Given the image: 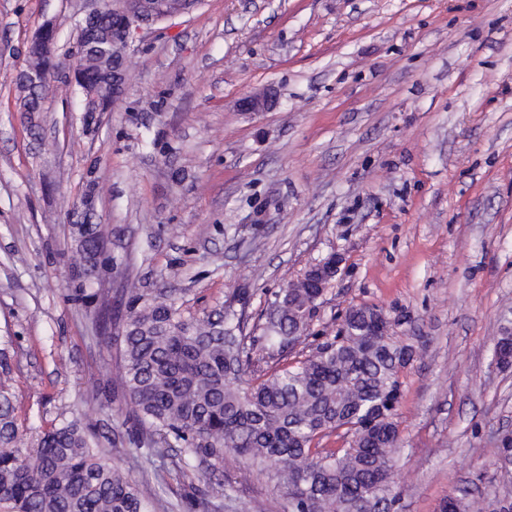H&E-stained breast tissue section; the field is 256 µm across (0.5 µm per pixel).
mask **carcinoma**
Returning a JSON list of instances; mask_svg holds the SVG:
<instances>
[{
	"label": "carcinoma",
	"mask_w": 512,
	"mask_h": 512,
	"mask_svg": "<svg viewBox=\"0 0 512 512\" xmlns=\"http://www.w3.org/2000/svg\"><path fill=\"white\" fill-rule=\"evenodd\" d=\"M108 58L88 56L74 94L105 78ZM49 86L19 89V112L40 110ZM324 289L289 284L275 301L260 340L271 359L300 343ZM173 296L135 294L120 336L121 384L152 456H171L182 477L218 471L224 450L265 465L293 512H392V476L399 453L395 392L413 358L406 346L373 328V307L347 310L332 339L295 364L255 384L243 365L227 372V358L250 352L230 335L224 316L194 324L176 318ZM8 387L0 384V507L5 512H171L146 496L122 469L103 459L94 437L77 421L21 448ZM336 432L343 448H320ZM200 505L224 508V483L200 491Z\"/></svg>",
	"instance_id": "obj_1"
}]
</instances>
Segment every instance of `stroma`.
<instances>
[{"mask_svg": "<svg viewBox=\"0 0 512 512\" xmlns=\"http://www.w3.org/2000/svg\"><path fill=\"white\" fill-rule=\"evenodd\" d=\"M92 0H0V382L25 443L71 420L145 489L199 512L187 481L144 471L118 379L130 291L260 336L281 288L330 254L304 359L346 310L395 319L394 512L512 494V0H199L141 26L123 97L86 127L57 96L27 129L16 73L39 27L59 54ZM271 92L268 112L241 98ZM95 181L111 266L84 281L73 208ZM99 396H92V386ZM224 512H288L267 469L224 452ZM331 256V255H330ZM323 258L319 262L310 266L301 276V280H306L310 276H320L325 282L330 281L332 278L337 276L340 272L341 258L337 255H332ZM327 259V260H326ZM326 260V261H324Z\"/></svg>", "mask_w": 512, "mask_h": 512, "instance_id": "1", "label": "stroma"}]
</instances>
